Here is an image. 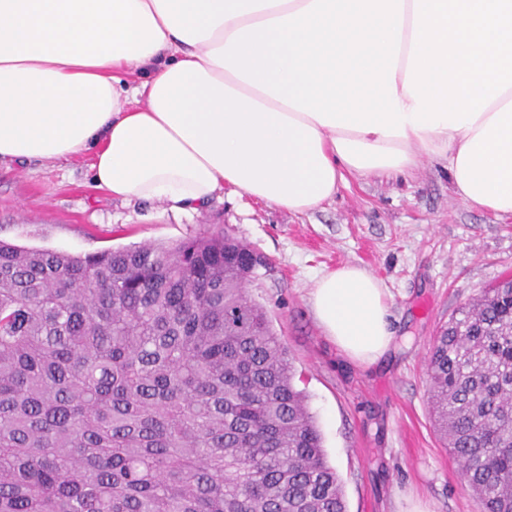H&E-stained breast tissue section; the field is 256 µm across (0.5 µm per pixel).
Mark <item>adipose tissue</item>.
<instances>
[{
    "label": "adipose tissue",
    "instance_id": "adipose-tissue-1",
    "mask_svg": "<svg viewBox=\"0 0 512 512\" xmlns=\"http://www.w3.org/2000/svg\"><path fill=\"white\" fill-rule=\"evenodd\" d=\"M309 3L0 0V159L86 154L92 188L115 199L189 210L228 188L296 214L321 209L347 176L427 159L471 207L512 215V88L461 129L387 137L320 124L211 60L240 28ZM309 302L350 361L391 350L386 290L364 268L321 274Z\"/></svg>",
    "mask_w": 512,
    "mask_h": 512
}]
</instances>
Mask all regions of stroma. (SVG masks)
I'll list each match as a JSON object with an SVG mask.
<instances>
[{"label": "stroma", "instance_id": "obj_1", "mask_svg": "<svg viewBox=\"0 0 512 512\" xmlns=\"http://www.w3.org/2000/svg\"><path fill=\"white\" fill-rule=\"evenodd\" d=\"M221 230L270 261L250 291L292 357L348 512H410L417 502L429 512H480L433 427L426 365L441 326L512 279V216L468 206L442 164L348 176L322 209L293 214L228 192L198 211H176L92 189L84 157L0 160V239L15 245L83 256ZM345 264L365 268L388 291L395 348L383 363H352L312 312L317 276Z\"/></svg>", "mask_w": 512, "mask_h": 512}]
</instances>
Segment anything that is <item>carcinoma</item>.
<instances>
[{"label":"carcinoma","mask_w":512,"mask_h":512,"mask_svg":"<svg viewBox=\"0 0 512 512\" xmlns=\"http://www.w3.org/2000/svg\"><path fill=\"white\" fill-rule=\"evenodd\" d=\"M254 254L0 240V512H347ZM427 374L482 512H512V282L448 320Z\"/></svg>","instance_id":"cac0c4a2"}]
</instances>
